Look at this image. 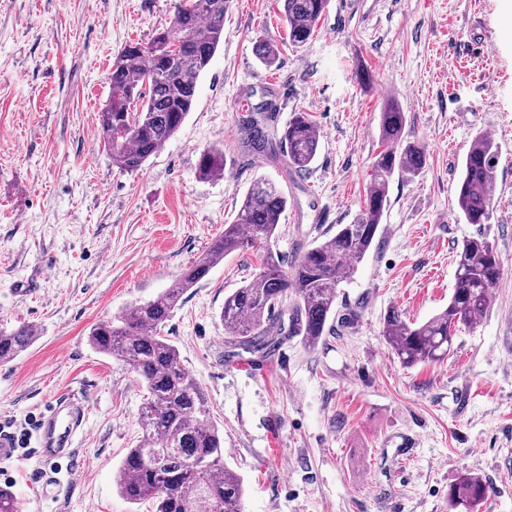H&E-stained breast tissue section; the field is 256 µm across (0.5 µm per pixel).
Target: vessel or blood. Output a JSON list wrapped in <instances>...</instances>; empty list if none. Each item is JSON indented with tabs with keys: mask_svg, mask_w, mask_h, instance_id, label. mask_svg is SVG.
<instances>
[{
	"mask_svg": "<svg viewBox=\"0 0 512 512\" xmlns=\"http://www.w3.org/2000/svg\"><path fill=\"white\" fill-rule=\"evenodd\" d=\"M87 412L83 395L73 391L55 396L37 421L36 446L41 461H75L80 450L75 445Z\"/></svg>",
	"mask_w": 512,
	"mask_h": 512,
	"instance_id": "b4317fda",
	"label": "vessel or blood"
}]
</instances>
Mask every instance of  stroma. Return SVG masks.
Wrapping results in <instances>:
<instances>
[{
    "label": "stroma",
    "mask_w": 512,
    "mask_h": 512,
    "mask_svg": "<svg viewBox=\"0 0 512 512\" xmlns=\"http://www.w3.org/2000/svg\"><path fill=\"white\" fill-rule=\"evenodd\" d=\"M180 0H0V331L28 324L33 344L0 364V425L19 430L51 399L82 389L91 410L79 464L39 458L7 468L18 512H150L117 494L113 476L141 435L147 397L122 360L93 351L92 325L169 288L233 223L253 181L288 198L273 244L284 265L351 223L382 150L386 100L425 152L394 178L379 235L336 288L334 329L263 358L229 352L224 298L259 264L226 256L162 325L200 383L224 435V464L243 480V512H448L466 474L512 512V16L505 0H330L314 38L256 59L258 37L284 34L279 0H230L221 45L180 131L144 166H113L98 114L125 43L149 42ZM283 128L308 112L319 133L310 168L259 154L243 122L261 99ZM498 152L485 224L466 223L455 190L476 136ZM224 151V175L198 159ZM493 243L502 275L488 308L460 327L440 363L407 369L382 336L384 314L422 323L448 304L463 240ZM410 448L398 457V447ZM54 476L43 500L39 471ZM199 174L205 178H220L224 175V152L213 148L201 153L198 160Z\"/></svg>",
    "instance_id": "1"
}]
</instances>
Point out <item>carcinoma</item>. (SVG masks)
I'll return each instance as SVG.
<instances>
[{"instance_id": "cac0c4a2", "label": "carcinoma", "mask_w": 512, "mask_h": 512, "mask_svg": "<svg viewBox=\"0 0 512 512\" xmlns=\"http://www.w3.org/2000/svg\"><path fill=\"white\" fill-rule=\"evenodd\" d=\"M229 0H197L179 6L169 26L146 44L128 43L118 53L108 76L111 95L99 113L100 135L112 164L137 171L172 139L196 104L200 75L210 65L224 33ZM329 0H282L287 22L285 43L305 45ZM185 44L168 50L175 39ZM281 48L269 38L255 41L259 62L270 68ZM141 108H131L135 102ZM406 115L388 101L380 112V138L385 148L372 163V185L364 205L349 224L331 238L304 251L285 270L273 239L288 199L275 183L257 179L247 191L236 220L215 239L170 288L155 299L135 305L117 321L96 324L88 336L97 353L116 356L142 378L147 398L140 415L141 439L128 450L114 475L117 493L131 504L152 502L154 512H242L243 480L224 467V437L213 423L205 394L186 370L178 349L160 328L182 302L183 295L204 279L224 257L244 247L262 251L259 271L224 298L220 319L224 342L271 355L290 334L316 346L330 331L336 286L351 279L379 233L394 177L413 178L425 163L422 148L404 141ZM253 149H279L287 165L308 170L319 139L306 112H295L278 140L254 120L248 123ZM496 147L484 135L468 149L456 188L457 206L469 224H486L494 200ZM199 174L224 175V152L201 153ZM501 277L496 250L484 238L462 243L456 258L453 292L448 306L424 323H410L396 310L383 317L382 336L405 368L448 357L459 325L473 323L491 300ZM36 338L27 325L0 334V363L7 364ZM489 488L479 477L464 475L448 490L452 512H470L484 503Z\"/></svg>"}]
</instances>
